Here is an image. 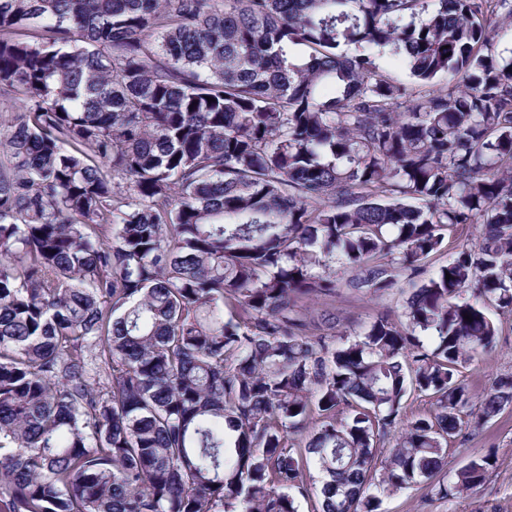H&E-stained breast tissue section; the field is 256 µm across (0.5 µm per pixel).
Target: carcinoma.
<instances>
[{"instance_id": "cac0c4a2", "label": "carcinoma", "mask_w": 512, "mask_h": 512, "mask_svg": "<svg viewBox=\"0 0 512 512\" xmlns=\"http://www.w3.org/2000/svg\"><path fill=\"white\" fill-rule=\"evenodd\" d=\"M506 19L512 0H0V512L481 487L492 454L444 468L512 406V375L477 406L461 379L512 314ZM406 286L345 332L343 292Z\"/></svg>"}]
</instances>
